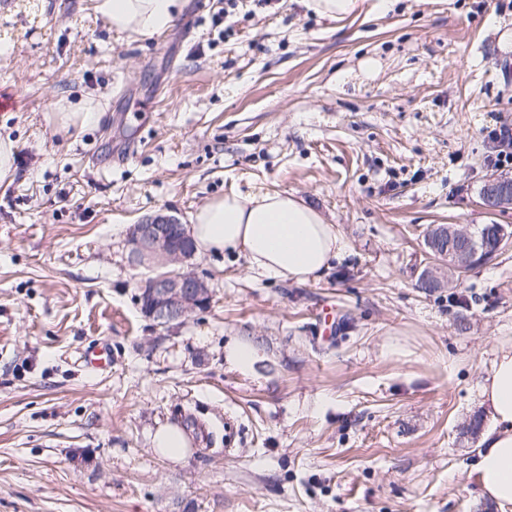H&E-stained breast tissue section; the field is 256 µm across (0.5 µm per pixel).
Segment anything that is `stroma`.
Listing matches in <instances>:
<instances>
[{"instance_id": "obj_1", "label": "stroma", "mask_w": 512, "mask_h": 512, "mask_svg": "<svg viewBox=\"0 0 512 512\" xmlns=\"http://www.w3.org/2000/svg\"><path fill=\"white\" fill-rule=\"evenodd\" d=\"M194 2L130 37L92 0H0V512H499L466 428L512 346V248L416 283L430 225H512L479 198L512 123V0ZM84 100L95 119L61 128ZM272 192L342 236L320 279L200 252L209 305L143 314L131 224ZM100 340L111 367L83 370ZM311 8L319 14L331 18H343L353 14L360 0H309ZM496 144L493 159L495 167L512 165V124H501L491 130L489 135Z\"/></svg>"}]
</instances>
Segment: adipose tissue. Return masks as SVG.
I'll use <instances>...</instances> for the list:
<instances>
[{
	"mask_svg": "<svg viewBox=\"0 0 512 512\" xmlns=\"http://www.w3.org/2000/svg\"><path fill=\"white\" fill-rule=\"evenodd\" d=\"M117 33L160 34L175 23L181 0H93ZM191 234L205 252L245 257L252 271L282 281L320 277L344 241L312 206L293 195L236 194L211 201L192 217ZM491 424L479 442L470 474L500 512H512V349L501 350L482 385Z\"/></svg>",
	"mask_w": 512,
	"mask_h": 512,
	"instance_id": "obj_1",
	"label": "adipose tissue"
}]
</instances>
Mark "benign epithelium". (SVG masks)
Here are the masks:
<instances>
[{
	"label": "benign epithelium",
	"instance_id": "benign-epithelium-1",
	"mask_svg": "<svg viewBox=\"0 0 512 512\" xmlns=\"http://www.w3.org/2000/svg\"><path fill=\"white\" fill-rule=\"evenodd\" d=\"M480 197L494 210L512 208V176L500 174L487 179ZM127 236L132 266L153 264L160 268L141 289L147 316L157 325L180 324L190 313L209 303L211 291L205 280L190 271H162L172 264L187 263L196 254L192 235L178 217L156 212L132 225ZM427 248L436 254L441 249L448 252L442 261L432 258L422 273V280L442 288L451 284V274L463 276L473 267L492 260V256L482 252L471 228L462 224L432 225Z\"/></svg>",
	"mask_w": 512,
	"mask_h": 512
}]
</instances>
